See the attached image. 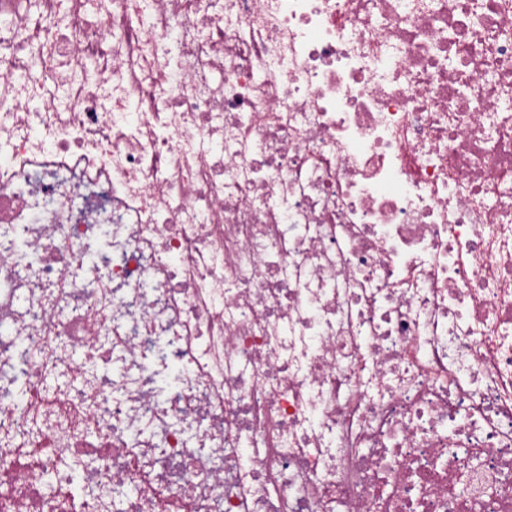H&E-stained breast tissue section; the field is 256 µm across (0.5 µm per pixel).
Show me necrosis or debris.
Instances as JSON below:
<instances>
[{"label": "necrosis or debris", "mask_w": 512, "mask_h": 512, "mask_svg": "<svg viewBox=\"0 0 512 512\" xmlns=\"http://www.w3.org/2000/svg\"><path fill=\"white\" fill-rule=\"evenodd\" d=\"M0 155V512H512V0H0Z\"/></svg>", "instance_id": "4bbe7bcc"}]
</instances>
